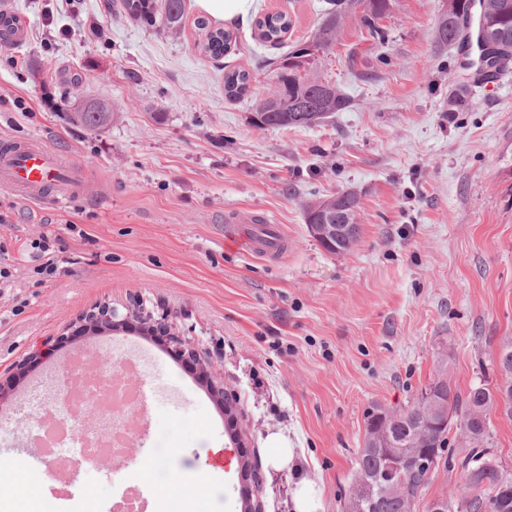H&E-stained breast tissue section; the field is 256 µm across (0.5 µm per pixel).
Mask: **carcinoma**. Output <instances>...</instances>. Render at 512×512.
I'll list each match as a JSON object with an SVG mask.
<instances>
[{
  "mask_svg": "<svg viewBox=\"0 0 512 512\" xmlns=\"http://www.w3.org/2000/svg\"><path fill=\"white\" fill-rule=\"evenodd\" d=\"M485 5L482 36L484 46H503L495 62L494 72L477 83L496 81L512 62V0H481ZM473 0H442V8L434 30L435 42L448 47L460 41V28L467 20ZM394 0H325L320 23L313 37L295 43L288 53L272 62L275 67V90L256 109L258 126L311 127L316 123L344 112L350 107L349 98L336 84L321 77L317 67L304 61L310 47L329 49L336 43V35L344 18L359 12L363 25L373 39L382 43L387 38L380 23L391 16ZM120 12L131 19L161 25L170 31L182 27L185 14L184 0H165L157 9L154 0H121ZM197 28L204 31L201 52L212 58L224 56L235 44L233 32L215 27L206 16L196 19ZM292 28V19L282 12L259 14L254 19L258 40L280 45ZM250 87V73L232 69L224 74V93L230 99L245 95ZM468 88L461 87L448 97V111L460 112L469 107ZM78 119L90 130L106 125L112 113L102 105L89 104L77 112ZM334 213L340 224L357 222L358 200L350 192L319 199L305 209V222L320 217L317 209ZM503 383L512 386V341L503 343L497 361ZM445 369L437 379L413 397L401 409L383 405L370 406L365 417V439L355 471V479L345 504L346 512H412L417 492L429 479L428 472L406 473L404 477H390L385 462L370 451V445L382 442L390 448L416 449L433 457L444 459L450 470L459 472L461 485L458 495L448 499V512H485L491 500L497 512H512V478L503 468L486 470L481 454L489 451V416L499 405L493 389L484 383H475L462 392L452 384L442 385ZM433 393L448 404L451 420L446 427L429 431L425 427L428 408L421 404L425 393ZM502 413L512 419V397L505 400ZM462 436L463 445L456 448L450 441L452 430Z\"/></svg>",
  "mask_w": 512,
  "mask_h": 512,
  "instance_id": "cac0c4a2",
  "label": "carcinoma"
}]
</instances>
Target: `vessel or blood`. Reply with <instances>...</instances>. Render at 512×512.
I'll return each instance as SVG.
<instances>
[{"label":"vessel or blood","instance_id":"vessel-or-blood-1","mask_svg":"<svg viewBox=\"0 0 512 512\" xmlns=\"http://www.w3.org/2000/svg\"><path fill=\"white\" fill-rule=\"evenodd\" d=\"M28 27L27 18L17 11L12 0H0V29L10 28L22 35ZM50 186L56 189L54 203L68 204L81 190L77 165L64 162L56 153L33 142L0 143L1 188L39 201ZM228 222V237L244 253L272 258L288 247L279 225L265 223L263 216L238 213Z\"/></svg>","mask_w":512,"mask_h":512}]
</instances>
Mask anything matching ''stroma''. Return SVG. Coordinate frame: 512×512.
I'll use <instances>...</instances> for the list:
<instances>
[{"label": "stroma", "instance_id": "35a3bbf8", "mask_svg": "<svg viewBox=\"0 0 512 512\" xmlns=\"http://www.w3.org/2000/svg\"><path fill=\"white\" fill-rule=\"evenodd\" d=\"M30 27L0 46V139L40 140L71 156L84 192L60 208L0 189V443L33 438L16 412L33 379L81 349L143 358L158 394L153 442L127 466L103 458L76 483L48 461L32 478L56 512H109L122 491L143 512H243V443L264 477V512H294L301 479L314 512H343L363 446L365 414L403 407L447 354L453 386L501 382L495 365L512 340V69L477 85L462 45L438 46L441 0H395L375 42L349 14L322 58V74L350 97L348 110L307 128L260 127L255 109L275 88L272 59L313 36L322 0H247L237 34L206 57L195 26L202 0H186L170 32L108 11L106 0H13ZM285 11L287 43L259 44L257 14ZM242 68L248 93L224 95V74ZM472 88L467 111L448 96ZM102 103L112 120L92 131L75 119ZM360 200L361 233L345 254L309 233L310 201L341 192ZM247 211L281 226L288 249L270 259L224 244L228 214ZM48 237L59 273L36 275L31 243ZM169 314L177 334L206 351L240 396L230 421L199 370L140 330L78 332V317L107 302ZM41 362L25 375L29 353ZM283 434L290 469L270 464L266 440ZM226 448L210 485L188 481L187 460Z\"/></svg>", "mask_w": 512, "mask_h": 512}]
</instances>
